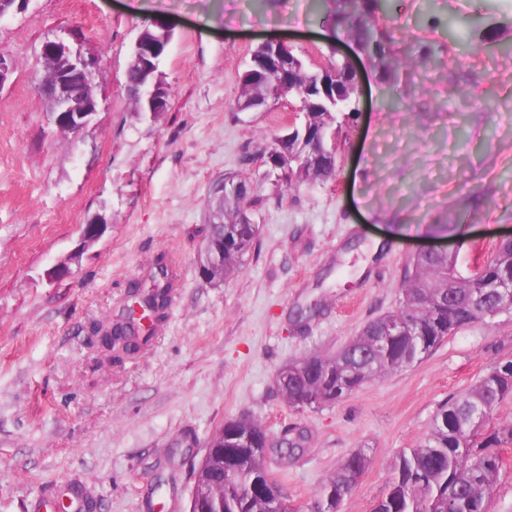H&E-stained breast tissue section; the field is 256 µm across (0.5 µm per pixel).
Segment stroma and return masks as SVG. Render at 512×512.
<instances>
[{"instance_id":"stroma-1","label":"stroma","mask_w":512,"mask_h":512,"mask_svg":"<svg viewBox=\"0 0 512 512\" xmlns=\"http://www.w3.org/2000/svg\"><path fill=\"white\" fill-rule=\"evenodd\" d=\"M163 18L166 110L138 112L125 87L134 40ZM461 23L449 42V19ZM395 45L428 47L427 75L381 85L357 64L364 112L346 128L336 179L284 190L256 157L291 118L287 99L236 111L250 50L268 37L326 49L331 27L306 0H26L0 19V512H39L43 486L79 489L103 512H188L192 464L213 431L247 416L299 437L271 471L294 512L347 453L370 463L342 512H370L394 456L418 445L449 398L512 360V311L475 322L402 371L349 397L290 408L275 377L333 353L396 310L414 253L457 247L459 269L512 233V0H393L379 20ZM48 40L88 48L105 74L78 135L38 90ZM392 95L405 108L381 109ZM257 182L260 234L235 276L197 271L211 182ZM107 226L81 246L85 224ZM71 276L49 270L70 254ZM173 276L151 345L113 362L88 341L119 318L149 269Z\"/></svg>"}]
</instances>
